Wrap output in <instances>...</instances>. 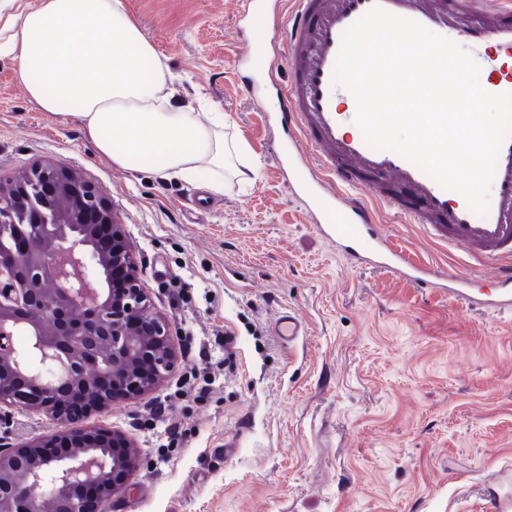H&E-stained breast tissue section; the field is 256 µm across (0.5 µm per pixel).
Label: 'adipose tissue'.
Listing matches in <instances>:
<instances>
[{
  "label": "adipose tissue",
  "instance_id": "1",
  "mask_svg": "<svg viewBox=\"0 0 512 512\" xmlns=\"http://www.w3.org/2000/svg\"><path fill=\"white\" fill-rule=\"evenodd\" d=\"M11 57L32 101L74 116L113 164L224 190V114L197 113L167 93L166 66L123 0H40L7 23Z\"/></svg>",
  "mask_w": 512,
  "mask_h": 512
}]
</instances>
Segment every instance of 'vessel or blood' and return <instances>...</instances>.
Returning <instances> with one entry per match:
<instances>
[{
    "mask_svg": "<svg viewBox=\"0 0 512 512\" xmlns=\"http://www.w3.org/2000/svg\"><path fill=\"white\" fill-rule=\"evenodd\" d=\"M281 2L239 0L242 19L269 20L275 30L269 70L250 78L244 89L258 104L268 87L276 89L279 108L263 120L286 137L275 151L278 166L294 170L304 165L306 151L316 155L315 169L294 190L320 233L352 264L388 270L413 287L447 294L471 308L512 314V134L499 150L488 211L479 215L459 192L443 188L401 155L370 147L354 128V113L337 104L344 88L332 83L344 31L372 7L415 20L479 54L512 50V0L491 6L486 0H292L285 13ZM283 70L284 83L278 79ZM380 207L463 246L476 261L494 263L495 291L473 294L465 272L436 273L391 246L376 224ZM339 209L347 223H331ZM487 497L494 512H512L511 463L495 471Z\"/></svg>",
    "mask_w": 512,
    "mask_h": 512,
    "instance_id": "1",
    "label": "vessel or blood"
}]
</instances>
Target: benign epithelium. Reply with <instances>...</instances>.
<instances>
[{"label":"benign epithelium","instance_id":"obj_1","mask_svg":"<svg viewBox=\"0 0 512 512\" xmlns=\"http://www.w3.org/2000/svg\"><path fill=\"white\" fill-rule=\"evenodd\" d=\"M103 225L110 251L99 245ZM149 310L119 216L79 170L53 162L0 185V421L38 409L57 424L38 440L0 436V512H39L36 489L54 512H105L127 488L136 449L126 441L117 454L108 439L121 434L82 422L175 372L170 323ZM77 386L94 388L89 400L62 403V389ZM60 444L70 451H50Z\"/></svg>","mask_w":512,"mask_h":512}]
</instances>
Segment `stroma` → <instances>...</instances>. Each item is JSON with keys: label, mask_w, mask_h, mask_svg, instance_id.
<instances>
[{"label": "stroma", "mask_w": 512, "mask_h": 512, "mask_svg": "<svg viewBox=\"0 0 512 512\" xmlns=\"http://www.w3.org/2000/svg\"><path fill=\"white\" fill-rule=\"evenodd\" d=\"M167 66L181 105L214 104L245 147L224 194L131 172L98 155L78 118L42 112L0 57V183L35 164L82 171L118 212L152 313L171 323L179 373L109 412L142 463L107 512H490L486 478L512 461V316L470 309L390 272L350 266L322 238L267 150L273 132L242 89L236 55L272 26H246L237 0H125ZM391 240L437 272L487 290L495 267L381 209ZM298 313L305 334L278 336ZM207 373L206 400H176L168 444L148 418L181 373Z\"/></svg>", "instance_id": "35a3bbf8"}]
</instances>
